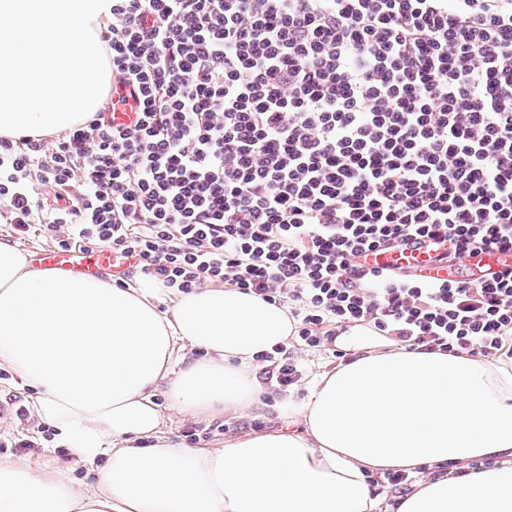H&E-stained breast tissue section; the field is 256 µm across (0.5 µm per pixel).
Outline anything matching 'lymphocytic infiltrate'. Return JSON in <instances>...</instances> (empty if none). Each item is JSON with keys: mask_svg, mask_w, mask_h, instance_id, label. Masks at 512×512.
Instances as JSON below:
<instances>
[{"mask_svg": "<svg viewBox=\"0 0 512 512\" xmlns=\"http://www.w3.org/2000/svg\"><path fill=\"white\" fill-rule=\"evenodd\" d=\"M112 101L63 134H0V214L56 248L135 255L188 294L287 307L257 354L359 324L411 351L512 359V0H110ZM53 197H46L44 188ZM420 239L437 276L372 259Z\"/></svg>", "mask_w": 512, "mask_h": 512, "instance_id": "lymphocytic-infiltrate-1", "label": "lymphocytic infiltrate"}]
</instances>
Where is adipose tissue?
Listing matches in <instances>:
<instances>
[{
  "mask_svg": "<svg viewBox=\"0 0 512 512\" xmlns=\"http://www.w3.org/2000/svg\"><path fill=\"white\" fill-rule=\"evenodd\" d=\"M161 296L149 277L74 278L0 242V373L31 389L71 460H0V512H381L365 474L394 470L421 476L397 512H512V365L409 352L351 325L336 343L352 361L288 407L297 430L189 444L169 424L250 413L264 391L254 357L291 324L234 288L174 295L163 312ZM448 462L454 473L434 475ZM90 464L93 481L73 477Z\"/></svg>",
  "mask_w": 512,
  "mask_h": 512,
  "instance_id": "1",
  "label": "adipose tissue"
}]
</instances>
